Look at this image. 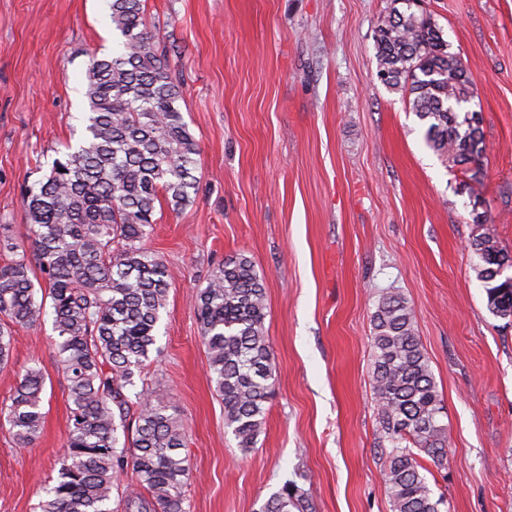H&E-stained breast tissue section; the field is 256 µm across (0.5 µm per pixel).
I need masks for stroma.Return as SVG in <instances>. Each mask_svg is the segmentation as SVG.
I'll list each match as a JSON object with an SVG mask.
<instances>
[{"label":"stroma","instance_id":"obj_1","mask_svg":"<svg viewBox=\"0 0 512 512\" xmlns=\"http://www.w3.org/2000/svg\"><path fill=\"white\" fill-rule=\"evenodd\" d=\"M394 0H147L146 26L183 86L200 151L197 191L157 206L146 246L172 280L160 386L188 437L189 512H257L284 483L309 512H391L389 443L372 379V318L402 294L445 406L448 457L427 463L446 512H512V318L492 314L473 269L474 199L512 253V0H423L476 80L474 174L449 168L404 92L377 77L375 34ZM117 39L107 0H0V224L26 242L23 187L80 138L92 56ZM264 277L276 377L255 448L224 430L194 299L224 259ZM51 321L18 329L0 402L39 364L44 423L20 448L0 426V512H34L70 419Z\"/></svg>","mask_w":512,"mask_h":512}]
</instances>
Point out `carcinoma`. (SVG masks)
Instances as JSON below:
<instances>
[{
  "instance_id": "cac0c4a2",
  "label": "carcinoma",
  "mask_w": 512,
  "mask_h": 512,
  "mask_svg": "<svg viewBox=\"0 0 512 512\" xmlns=\"http://www.w3.org/2000/svg\"><path fill=\"white\" fill-rule=\"evenodd\" d=\"M144 2L109 0L120 41L112 55L89 62L84 132L23 195L30 249L14 244L9 225L0 224V244L14 252L0 266V367L10 361L16 327L40 323L51 308L54 353L72 404L66 453L39 512H186V433L167 394L137 389L135 376L157 350L172 279L165 259L143 242L160 196L173 209L190 202L199 148L177 105L180 85L147 31ZM376 53L381 82L412 96L414 112L428 122L429 147L449 167L469 171L482 155L483 130L480 113L458 107L474 97V81L441 30L408 4L379 24ZM473 223L482 226L470 249L488 307L512 317V288L498 279L504 263L512 268V256L499 247L487 215H475ZM36 270L48 285L45 297H37ZM194 309L224 402V428L248 451L262 431L276 373L264 279L250 258H229L200 289ZM372 346L380 423L391 443L385 464L391 512H441L444 496H435L421 458L445 465L444 407L402 295L380 298ZM44 389L35 364L0 408L22 448L40 433ZM127 474L134 481L114 509L113 488ZM307 510V499L287 482L257 512Z\"/></svg>"
}]
</instances>
